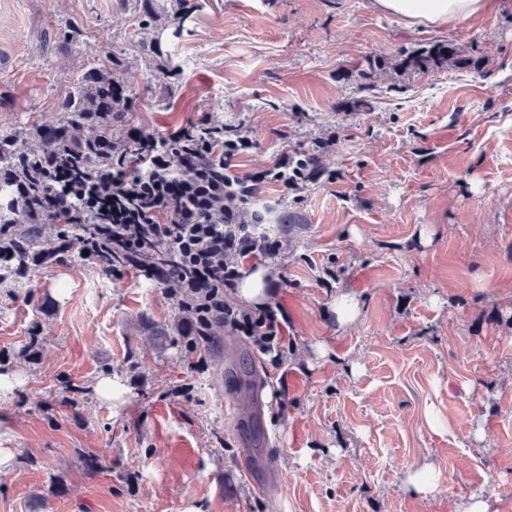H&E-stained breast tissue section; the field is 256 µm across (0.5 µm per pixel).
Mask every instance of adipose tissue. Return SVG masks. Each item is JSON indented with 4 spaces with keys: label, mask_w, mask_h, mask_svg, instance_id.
<instances>
[{
    "label": "adipose tissue",
    "mask_w": 512,
    "mask_h": 512,
    "mask_svg": "<svg viewBox=\"0 0 512 512\" xmlns=\"http://www.w3.org/2000/svg\"><path fill=\"white\" fill-rule=\"evenodd\" d=\"M376 8L413 27L452 25L484 13L489 0H374Z\"/></svg>",
    "instance_id": "ef3b65f1"
}]
</instances>
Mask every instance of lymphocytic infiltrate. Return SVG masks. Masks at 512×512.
<instances>
[{
  "label": "lymphocytic infiltrate",
  "mask_w": 512,
  "mask_h": 512,
  "mask_svg": "<svg viewBox=\"0 0 512 512\" xmlns=\"http://www.w3.org/2000/svg\"><path fill=\"white\" fill-rule=\"evenodd\" d=\"M252 146L241 129L205 116L164 134L126 128L106 146L103 170L93 178L78 159L55 152L44 154L39 168L6 178L24 185L44 171L52 176L47 190L14 199L20 223L59 225L64 242L78 232L89 255L111 254L110 275L132 268L146 282L173 284L179 307L201 330L227 327L279 360L286 341L282 307L227 301L247 266L270 264L278 254L262 213L250 207L262 184L299 185L288 176L294 159L287 155L271 168L236 174V159Z\"/></svg>",
  "instance_id": "lymphocytic-infiltrate-1"
}]
</instances>
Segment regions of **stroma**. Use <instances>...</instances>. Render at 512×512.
Segmentation results:
<instances>
[{"label":"stroma","mask_w":512,"mask_h":512,"mask_svg":"<svg viewBox=\"0 0 512 512\" xmlns=\"http://www.w3.org/2000/svg\"><path fill=\"white\" fill-rule=\"evenodd\" d=\"M439 42L470 66L363 89L368 58ZM107 58L115 129L209 115L252 138L242 174L317 148L319 179L258 197L288 339L187 346L170 289L77 242L0 279V512H512V0L444 28L373 0H0V127L58 122Z\"/></svg>","instance_id":"35a3bbf8"}]
</instances>
